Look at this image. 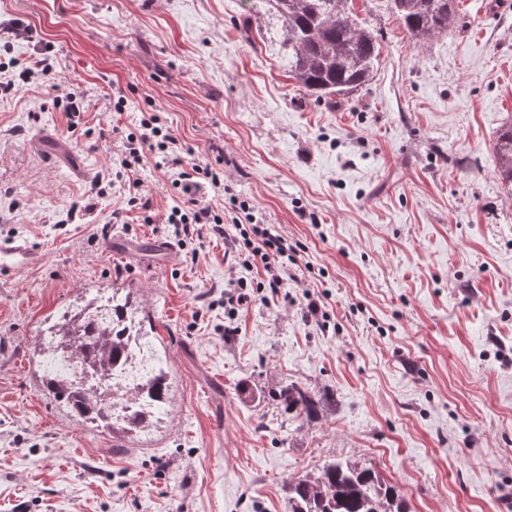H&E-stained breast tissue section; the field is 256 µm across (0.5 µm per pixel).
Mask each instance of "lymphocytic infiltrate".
I'll return each mask as SVG.
<instances>
[{"mask_svg": "<svg viewBox=\"0 0 512 512\" xmlns=\"http://www.w3.org/2000/svg\"><path fill=\"white\" fill-rule=\"evenodd\" d=\"M121 140L120 165L124 169L135 170L148 154L152 156L156 169L172 170L171 184L182 190L184 199L171 207L166 224L172 227L180 243L199 242L206 236L226 238L232 245H243L245 258L260 260L265 273L262 280L251 285L239 278L230 281L228 289H225L224 304L230 311H237L246 303L249 294L260 296L265 290L274 291L283 286L288 265L294 262L298 253L297 246L288 243L275 225L259 222L247 201H234L233 214L226 219L215 212L208 198L197 196L196 190L203 183L209 185L213 194L224 193V176L219 170L196 162L185 168H174L173 157L179 150V141L153 117L141 119L136 131L122 135ZM243 220L251 226L250 236L240 239L229 235L227 224L236 225Z\"/></svg>", "mask_w": 512, "mask_h": 512, "instance_id": "f902f5d3", "label": "lymphocytic infiltrate"}]
</instances>
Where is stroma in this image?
I'll return each instance as SVG.
<instances>
[{
    "instance_id": "35a3bbf8",
    "label": "stroma",
    "mask_w": 512,
    "mask_h": 512,
    "mask_svg": "<svg viewBox=\"0 0 512 512\" xmlns=\"http://www.w3.org/2000/svg\"><path fill=\"white\" fill-rule=\"evenodd\" d=\"M380 45L372 79L328 101L289 75L263 0H0V59L49 49L51 73L0 97V240L44 257L0 274V512H288L325 461L374 467L410 512H512V187L494 145L512 123V0H458L418 42L392 0H354ZM257 22L244 33L245 12ZM130 89L114 112V89ZM80 93L77 121L53 98ZM156 116L182 162L299 244L278 292L230 244L179 246L180 195L145 161L128 202L121 132ZM148 315L171 404L142 431L71 415L35 346L111 289ZM319 309L308 314V299ZM289 383L335 404L284 415Z\"/></svg>"
}]
</instances>
